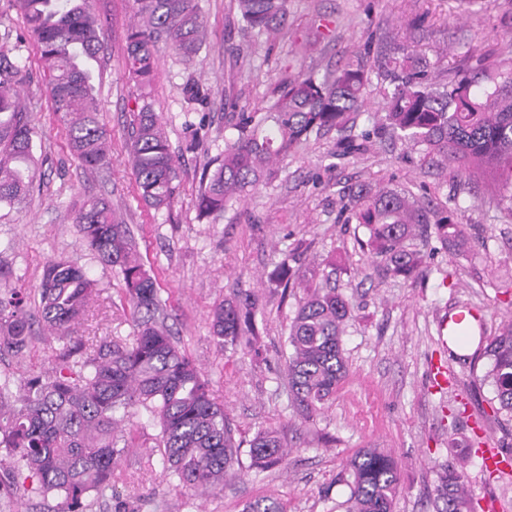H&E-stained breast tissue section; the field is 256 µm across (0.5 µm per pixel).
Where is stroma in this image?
Returning a JSON list of instances; mask_svg holds the SVG:
<instances>
[{
	"label": "stroma",
	"mask_w": 512,
	"mask_h": 512,
	"mask_svg": "<svg viewBox=\"0 0 512 512\" xmlns=\"http://www.w3.org/2000/svg\"><path fill=\"white\" fill-rule=\"evenodd\" d=\"M205 43L191 60L159 46L150 86L130 81L126 37L134 0H90L102 23L95 65L97 118L112 138L111 163L85 170L68 147L67 128L51 109L47 80L33 36L11 0H0V50L25 65L21 87L36 136L41 186L14 208L0 209V271L7 285L35 293L44 265L65 261L98 282L92 315L78 328L86 343L133 334L121 303V278L81 241L69 204L108 199L130 224L146 265L160 274L179 347L201 367L223 403L236 439L277 428L288 443L286 462L266 472L242 469L223 489L202 496L181 489L155 449L156 427L144 410L126 425L130 448L118 458L112 487L90 497L89 512H243L262 496L284 512H345V466L360 450L380 448L397 461L394 512H437L434 489L441 467L465 458L474 512H512V473L492 474L476 456L495 446L512 453V418L497 412L495 389L484 375L483 342L512 321V213L483 183L457 166L422 165L404 141L379 134L385 101L379 78L367 105L340 130L311 140L280 161L274 177L207 220L197 217L203 166L232 136V110L266 106L272 84L305 69L324 75L354 52L371 57L408 48L447 79L471 65L472 50L489 63L512 62V0H288V21L275 43L243 31L232 0H198ZM211 92L204 112L190 111L186 81ZM151 103L179 157L176 198L156 211L139 200L125 148L135 113ZM203 123L196 151L185 149L187 123ZM390 186L419 205L451 216L463 247L433 237L407 240L423 262L410 278L386 274L351 215L359 190ZM292 271L319 267L324 282L349 301L352 318L342 337L347 375L313 418L295 414L283 354L301 289L281 293L268 276L281 262ZM235 292L252 294L260 352L219 347L209 323L215 303ZM480 309V344L459 356L443 348L436 317L448 306ZM59 342L37 338L18 358H0V378L22 381L55 365ZM448 368V386L434 387L430 366Z\"/></svg>",
	"instance_id": "obj_1"
}]
</instances>
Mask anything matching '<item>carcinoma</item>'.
<instances>
[{
  "mask_svg": "<svg viewBox=\"0 0 512 512\" xmlns=\"http://www.w3.org/2000/svg\"><path fill=\"white\" fill-rule=\"evenodd\" d=\"M138 21L127 35L128 75L151 82L158 43L191 58L204 43L205 26L195 0H135ZM24 25L36 39L47 75L53 111L67 122L73 155L89 170L109 163L110 135L96 112L99 103L91 62L97 59L100 27L89 0H13ZM288 0H235L245 29L268 36L287 23ZM382 80L386 112L379 131L397 136L417 150L424 165L456 163L483 181L512 212V65L493 68L479 59L453 79L440 83L422 58L404 52L375 63ZM372 65L357 53L322 77L300 71L275 84L272 101L261 112H239L233 138L206 165L197 200L198 216L224 212L228 202L271 179L274 164L314 134L341 130L365 106L364 90ZM26 70L0 52V207H13L35 184L34 128L24 112L18 87ZM188 104L204 105L202 86H184ZM129 157L137 195L160 210L173 202L178 178L175 156L157 114L148 103L134 116ZM78 232L98 261L122 277L124 305L134 323L130 341L102 338L85 345L75 335L99 294L81 267L67 262L44 266L38 288L46 335L63 343L50 374H33L19 386L0 380V471L11 475L9 488L31 484L43 498H58L57 512H86L87 497L112 487V467L129 448L122 422L143 408L158 427V448L167 471L181 487L215 491L242 469L241 448L224 405L213 397L209 380L182 351L166 324L158 275L146 268L128 225L105 199L74 208ZM368 233L367 245L388 274L408 278L421 255L405 242L433 226L444 246L461 240L462 229L447 215L430 220L394 188L359 191L352 212ZM288 329L285 360L293 406L309 419L318 413L346 377L342 346L351 317L348 300L313 279ZM256 301L237 292L215 304L209 320L221 346L259 339ZM35 336L27 294L0 287V352L24 354ZM500 410L512 418V324L485 346ZM123 447H118V444ZM249 467L264 472L288 457L281 431L266 428L248 441ZM350 495L346 512H393L399 488L398 464L379 448H366L348 463ZM435 499L438 512H472L463 470L442 468ZM245 512H284L266 496Z\"/></svg>",
  "mask_w": 512,
  "mask_h": 512,
  "instance_id": "cac0c4a2",
  "label": "carcinoma"
}]
</instances>
